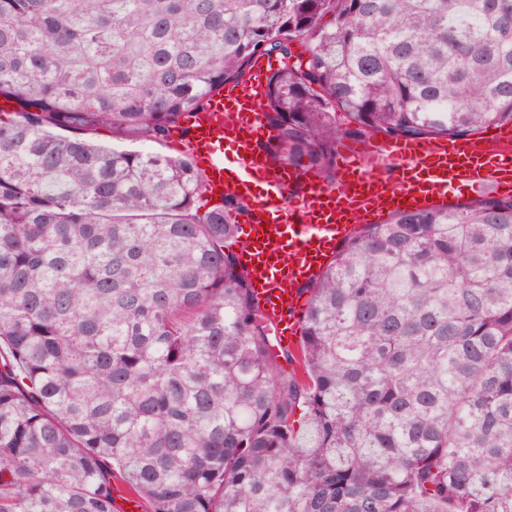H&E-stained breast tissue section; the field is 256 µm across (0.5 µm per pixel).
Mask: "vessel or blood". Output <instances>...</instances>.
Segmentation results:
<instances>
[{
  "mask_svg": "<svg viewBox=\"0 0 512 512\" xmlns=\"http://www.w3.org/2000/svg\"><path fill=\"white\" fill-rule=\"evenodd\" d=\"M268 68L256 63L251 79L213 93L206 109L187 117L188 144L211 194L246 200L247 241L239 261L257 306L274 327L277 346L296 350L308 305L307 286L336 247L361 225L393 211L417 210L446 199L450 186L512 191V129L478 140L404 139L340 145L343 172L335 186L302 176L295 201L290 171L273 169L257 148L264 133L258 103ZM287 212L283 224L276 213Z\"/></svg>",
  "mask_w": 512,
  "mask_h": 512,
  "instance_id": "b4317fda",
  "label": "vessel or blood"
}]
</instances>
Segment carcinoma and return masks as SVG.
Listing matches in <instances>:
<instances>
[{"instance_id":"cac0c4a2","label":"carcinoma","mask_w":512,"mask_h":512,"mask_svg":"<svg viewBox=\"0 0 512 512\" xmlns=\"http://www.w3.org/2000/svg\"><path fill=\"white\" fill-rule=\"evenodd\" d=\"M310 37L307 59L292 44ZM278 168L512 123V0H0V512H512V197L393 212L275 351L191 153L212 93ZM297 362L303 374L282 369Z\"/></svg>"}]
</instances>
